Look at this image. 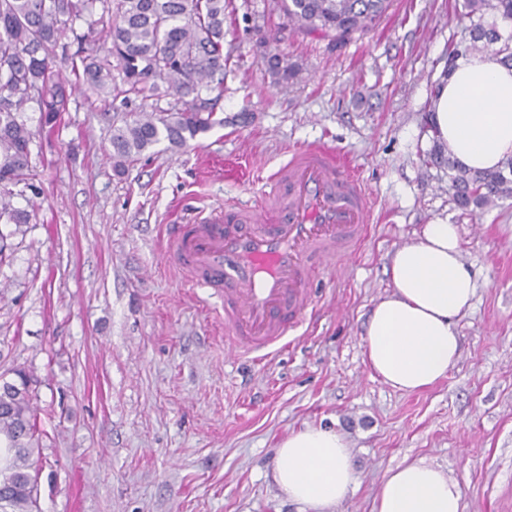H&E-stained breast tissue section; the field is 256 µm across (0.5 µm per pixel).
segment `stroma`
Masks as SVG:
<instances>
[{
	"label": "stroma",
	"instance_id": "35a3bbf8",
	"mask_svg": "<svg viewBox=\"0 0 512 512\" xmlns=\"http://www.w3.org/2000/svg\"><path fill=\"white\" fill-rule=\"evenodd\" d=\"M215 123L175 149L160 142L124 174L113 127L174 107L166 96L102 101L69 62L58 133H36L38 192L14 197L29 221H0V377H32L39 441L35 512H299L274 482L278 444L305 425L341 432L359 471L334 512H372L388 470L440 466L463 512H512V198L458 208L448 165L430 164L426 115L463 27L451 0H392L347 44L298 30L283 0H232ZM298 64L274 82L268 55ZM324 144L370 193L357 254L312 284L318 302L288 346L260 365L230 356L217 299H201L165 255L170 224L264 189L296 147ZM458 225L476 278L458 323L461 355L430 389L371 376L362 336L390 290L394 251L424 225Z\"/></svg>",
	"mask_w": 512,
	"mask_h": 512
}]
</instances>
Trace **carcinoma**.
<instances>
[{
  "mask_svg": "<svg viewBox=\"0 0 512 512\" xmlns=\"http://www.w3.org/2000/svg\"><path fill=\"white\" fill-rule=\"evenodd\" d=\"M391 0H288V19L307 33L344 43L375 26ZM100 17L77 32L75 22ZM226 0H0V219L25 223L12 204V187L35 179L30 166L33 132L18 119L22 107L37 102L41 129L52 132L68 110L65 82L51 63L58 40L70 30L74 41L93 42L79 55L84 84L104 100L127 105L155 96L192 97L161 116L141 113L112 130V161L124 173L165 139L188 146L214 124L212 100L201 97L224 72ZM464 36L448 43L449 77L455 60L492 52L512 67V0H457ZM275 82L296 79L299 66L277 55L269 63ZM448 177L457 206L469 212L512 197V156L493 171H471L448 158ZM14 386L0 392V484L9 493L0 512H33L36 466L33 442L39 434L31 380L16 373Z\"/></svg>",
  "mask_w": 512,
  "mask_h": 512,
  "instance_id": "cac0c4a2",
  "label": "carcinoma"
}]
</instances>
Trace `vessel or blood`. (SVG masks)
<instances>
[{
	"mask_svg": "<svg viewBox=\"0 0 512 512\" xmlns=\"http://www.w3.org/2000/svg\"><path fill=\"white\" fill-rule=\"evenodd\" d=\"M372 201L323 145L291 152L253 202L205 208L167 237L165 253L193 286L224 300V343L261 361L313 312L311 281L363 243Z\"/></svg>",
	"mask_w": 512,
	"mask_h": 512,
	"instance_id": "1",
	"label": "vessel or blood"
}]
</instances>
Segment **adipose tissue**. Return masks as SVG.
I'll return each mask as SVG.
<instances>
[{"mask_svg": "<svg viewBox=\"0 0 512 512\" xmlns=\"http://www.w3.org/2000/svg\"><path fill=\"white\" fill-rule=\"evenodd\" d=\"M441 143L466 168L495 169L512 156V67L490 54L456 61L433 106ZM388 274L392 291L371 310L362 337L372 375L413 393L447 377L460 356L458 319L476 293L475 274L461 255L456 225H425L397 249ZM273 477L302 512H331L358 480L345 439L308 426L275 450ZM461 491L425 461L390 469L373 512H461Z\"/></svg>", "mask_w": 512, "mask_h": 512, "instance_id": "adipose-tissue-1", "label": "adipose tissue"}]
</instances>
